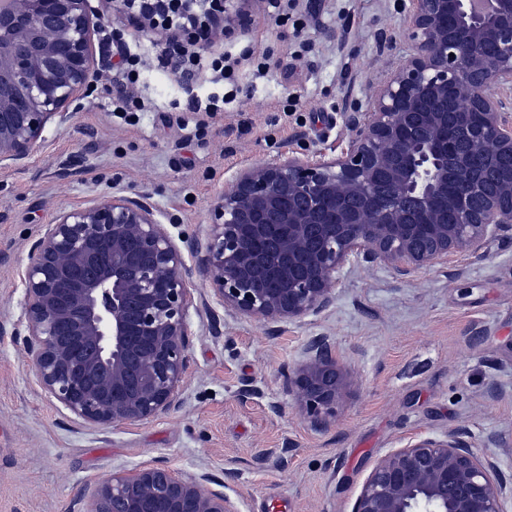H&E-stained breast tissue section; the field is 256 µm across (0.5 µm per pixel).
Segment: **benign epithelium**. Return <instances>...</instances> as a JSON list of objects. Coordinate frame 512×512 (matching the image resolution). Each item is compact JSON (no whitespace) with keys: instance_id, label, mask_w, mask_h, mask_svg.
Masks as SVG:
<instances>
[{"instance_id":"obj_1","label":"benign epithelium","mask_w":512,"mask_h":512,"mask_svg":"<svg viewBox=\"0 0 512 512\" xmlns=\"http://www.w3.org/2000/svg\"><path fill=\"white\" fill-rule=\"evenodd\" d=\"M105 2L112 22L152 26L130 0ZM97 20L91 0H0V164L25 162L107 67L94 53ZM208 25L184 28L183 41L205 47ZM406 27L409 61L354 109L344 151L243 168L217 197L192 250L224 309L296 321L332 302L336 273L354 259L405 275L512 241V167H500L512 158V0H410ZM184 269L140 198L103 195L58 214L31 246L12 331L45 396L92 428L175 406L189 362ZM288 381L317 428L350 388L323 337ZM222 486L143 466L99 483L90 512H235ZM509 502L512 475L458 431L377 459L351 512H508Z\"/></svg>"}]
</instances>
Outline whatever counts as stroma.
Segmentation results:
<instances>
[{
	"instance_id": "stroma-1",
	"label": "stroma",
	"mask_w": 512,
	"mask_h": 512,
	"mask_svg": "<svg viewBox=\"0 0 512 512\" xmlns=\"http://www.w3.org/2000/svg\"><path fill=\"white\" fill-rule=\"evenodd\" d=\"M408 8L409 0H295L284 20L262 0L250 24L209 48L264 52L273 67L264 78L242 72L236 99L212 115L186 111L187 93L221 89L210 74L186 81L165 66L167 32L119 33L101 17L102 38L123 37L138 59L145 110L130 122L113 116L108 88L123 75L110 67L24 164L0 168V512H89L81 488L145 465L210 474L235 512H351L378 458L415 436L459 430L512 473V244L404 277L352 261L337 272L326 310L277 324L219 306L190 249L240 169L347 147L350 108L409 59ZM112 193L150 203L184 255L194 297L189 363L176 408L85 428L36 385L11 330L33 241L59 213ZM315 336L329 340L351 378L323 430L300 416L288 388Z\"/></svg>"
}]
</instances>
